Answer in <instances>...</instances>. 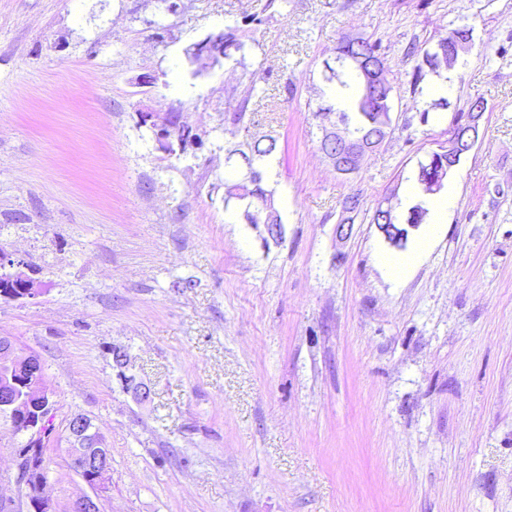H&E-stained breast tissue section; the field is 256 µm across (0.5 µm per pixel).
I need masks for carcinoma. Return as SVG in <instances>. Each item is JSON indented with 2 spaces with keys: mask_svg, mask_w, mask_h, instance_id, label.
<instances>
[{
  "mask_svg": "<svg viewBox=\"0 0 512 512\" xmlns=\"http://www.w3.org/2000/svg\"><path fill=\"white\" fill-rule=\"evenodd\" d=\"M473 25L464 22L448 31V35L439 39L434 47L421 49L417 45L408 48L407 54L423 52V58L429 70L438 72L444 68L442 61L456 52L458 41L465 38ZM255 42L253 36L246 34L240 25H226L222 32L209 37L206 49L211 57L219 61L234 62L245 65V54L248 43ZM340 57L336 60L338 69L332 70L328 81L346 92L350 100L351 112L339 113L352 136L371 143L382 139L387 134L390 118L391 93L382 86L366 84L363 74L375 70H388L384 57L378 52L377 45L369 38L349 34L339 41ZM169 124L173 135L183 145H191L201 140L200 135L191 125L183 120L182 113L170 112ZM277 149V140L270 134L259 137L246 134L245 140L227 149L225 160L236 157L245 166L246 173L239 179L224 180V204L235 200L243 205L242 216L248 224H264L271 238L282 234V217L276 207L274 192L263 183L260 165L267 161ZM448 178V166L433 158L419 166L417 183L420 192L407 208L404 219L406 224H423L429 213V203L437 191H429V187L444 184Z\"/></svg>",
  "mask_w": 512,
  "mask_h": 512,
  "instance_id": "obj_1",
  "label": "carcinoma"
}]
</instances>
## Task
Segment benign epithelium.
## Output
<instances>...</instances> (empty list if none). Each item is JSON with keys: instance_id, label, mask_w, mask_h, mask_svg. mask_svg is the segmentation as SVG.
<instances>
[{"instance_id": "1", "label": "benign epithelium", "mask_w": 512, "mask_h": 512, "mask_svg": "<svg viewBox=\"0 0 512 512\" xmlns=\"http://www.w3.org/2000/svg\"><path fill=\"white\" fill-rule=\"evenodd\" d=\"M139 119L159 128L162 139L170 138L167 115L143 111ZM480 119L479 113L466 118L470 124L467 146H461L452 137L448 139V146L442 149L448 172L456 169L478 140ZM335 132L343 150L331 161L332 167L342 175L353 174L374 145L351 137L343 126ZM41 293V284L26 275L12 253L0 247V297L18 301L34 299ZM0 411L7 414L15 433L26 436V441L13 449L18 496H1L0 512H56L47 487L45 455L46 442L54 431L53 402L42 377L40 356L20 350L10 336H0ZM68 433L69 462L80 471H88L87 479L92 481L93 489H107L111 479L110 453L103 447L102 437L94 430L91 419L80 414L73 416Z\"/></svg>"}]
</instances>
